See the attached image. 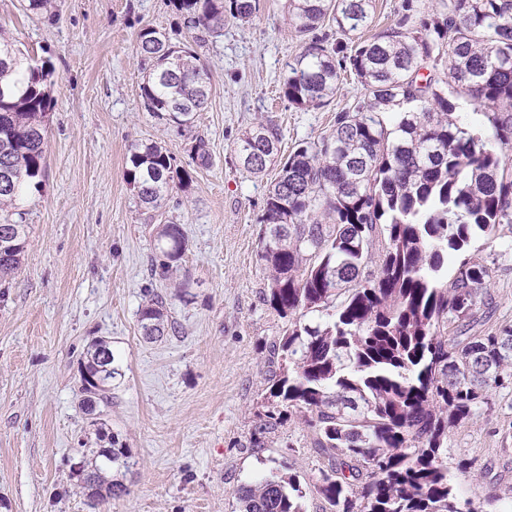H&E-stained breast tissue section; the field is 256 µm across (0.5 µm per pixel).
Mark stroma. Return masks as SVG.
Masks as SVG:
<instances>
[{
  "label": "stroma",
  "instance_id": "stroma-1",
  "mask_svg": "<svg viewBox=\"0 0 512 512\" xmlns=\"http://www.w3.org/2000/svg\"><path fill=\"white\" fill-rule=\"evenodd\" d=\"M284 3L260 0L252 22L225 17L223 36L206 38L199 54L210 97L192 131L180 132L140 97L139 29L193 37L169 0H54L39 16L0 0V29L52 69L54 98L42 182L21 207L28 246L18 272L0 281V512H238L237 489L281 467L299 475L307 512H322L314 480L323 459L304 418L264 427L268 347L282 321L262 301L268 272L258 253L278 169L250 174L234 147L267 121L282 132V152L320 140L362 88L344 72L325 107L281 98L285 65L303 43ZM199 138L211 154L206 168L191 160ZM141 141L161 143L192 176L156 211L140 206L124 178ZM162 224L180 225L188 249L176 271L154 279ZM466 256L491 269L488 326L512 324V224L472 241ZM150 289L177 324L157 343L138 325ZM97 340L111 344L121 371L100 419L134 464L109 472L126 495L95 503L71 465L106 444L78 407L80 364ZM443 460L460 507L512 512V395L449 429Z\"/></svg>",
  "mask_w": 512,
  "mask_h": 512
}]
</instances>
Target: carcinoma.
<instances>
[{
	"label": "carcinoma",
	"mask_w": 512,
	"mask_h": 512,
	"mask_svg": "<svg viewBox=\"0 0 512 512\" xmlns=\"http://www.w3.org/2000/svg\"><path fill=\"white\" fill-rule=\"evenodd\" d=\"M171 2L187 27L215 38L224 15L248 23L260 9V0ZM286 2L288 26L307 41L286 64L282 96L302 109L328 105L339 65L364 93L336 113L328 135L285 157L273 123L245 131L234 148L256 176L279 167L259 257L269 271L263 301L285 326L271 348L279 373L268 400L279 411L264 429L311 415L315 447L328 455L314 484L324 512H473L459 507L442 452L448 429L512 390V324L476 330L490 272L458 259L473 238L512 223V0H436L428 17L404 14L369 38L361 33L374 0ZM137 40L150 63L140 85L146 111L193 127L210 94L197 51L150 26ZM50 75L0 31V280L19 268L27 244L26 225L12 216L22 215L24 189L40 186ZM461 94L492 134L459 122ZM191 160L210 165L203 139ZM124 177L154 210L191 180L153 141L132 145ZM187 247L180 225H159L151 275L178 268ZM139 323L150 341L176 331L154 293ZM114 361L98 340L81 364L79 408L94 425L121 375ZM98 456L102 464L81 460L73 470L94 497H122L126 486L105 471L129 469L130 449L112 436ZM237 500L239 512H307L290 471L241 486Z\"/></svg>",
	"instance_id": "cac0c4a2"
}]
</instances>
